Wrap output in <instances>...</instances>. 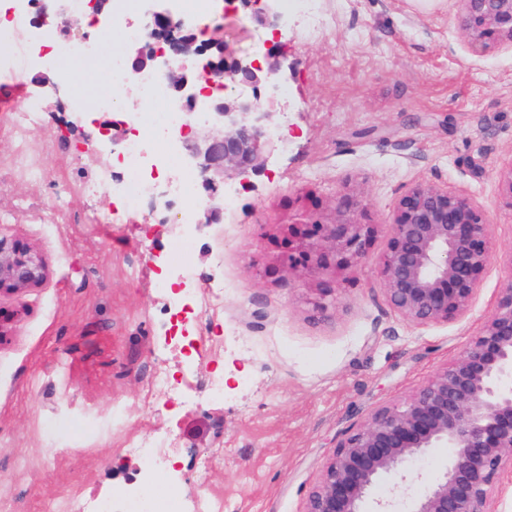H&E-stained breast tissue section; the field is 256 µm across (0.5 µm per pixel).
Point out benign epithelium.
Here are the masks:
<instances>
[{"label":"benign epithelium","mask_w":512,"mask_h":512,"mask_svg":"<svg viewBox=\"0 0 512 512\" xmlns=\"http://www.w3.org/2000/svg\"><path fill=\"white\" fill-rule=\"evenodd\" d=\"M71 0H31L32 24L40 31L74 29ZM461 29L484 49L512 46V0H456ZM254 17L265 26L281 21L280 0H254ZM156 37L181 27L167 9L149 11ZM173 55H199L187 36L172 39ZM202 63L210 80L228 79L224 95L207 101L201 137L182 139L181 151L215 194L225 182L264 169L266 151L274 148L275 112L258 97L229 87L276 88L280 62L274 49L252 55L227 53L215 38ZM133 72L160 67L151 45L130 50ZM178 97L196 100L195 79L185 67L167 68ZM304 255L326 264L332 252L341 262L364 257L370 225L343 218L306 224L301 232ZM492 224L484 208L463 192L417 183L402 195L388 224V241L380 257L385 296L391 308L414 326L447 325L464 318L480 290L491 256ZM46 264L25 247L0 239V294L37 286ZM431 448L448 449L442 474L426 484L408 512H495L493 505L508 471H512V278L499 288L495 306L465 350L438 370L404 401L379 405L353 424L336 442L303 512H391L390 501L373 496L382 479L397 486L408 479L406 465Z\"/></svg>","instance_id":"obj_1"}]
</instances>
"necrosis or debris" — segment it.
<instances>
[{"label": "necrosis or debris", "instance_id": "obj_1", "mask_svg": "<svg viewBox=\"0 0 512 512\" xmlns=\"http://www.w3.org/2000/svg\"><path fill=\"white\" fill-rule=\"evenodd\" d=\"M22 2L0 0L14 22L10 29H0L1 77H11L15 72L26 70L35 56L62 54L79 62L87 72L104 68L109 73L108 91L91 98L75 97L68 103V111H112L113 93L117 90L132 91L146 106L145 111L131 113L125 118L128 135L122 146L121 178H114L111 166H100L95 178L83 185V193L92 196L101 189H109L128 214L136 215L144 208L142 183L145 178L155 177L160 179L163 192L158 207L175 206L179 223H192L201 203L197 191L199 177L193 169L181 163L173 134L183 128L188 111H196L200 116L205 114L204 102H197L192 107L170 96L168 82L161 71L151 69L131 73L123 53L113 47L109 33H101L92 40L61 42L49 35L38 41L32 40ZM173 445L170 439L129 442L128 449L137 458L144 478L127 495V506L133 507L134 512H224L223 504L204 492L189 500L158 493V486L170 476Z\"/></svg>", "mask_w": 512, "mask_h": 512}]
</instances>
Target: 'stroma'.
I'll return each instance as SVG.
<instances>
[{
  "mask_svg": "<svg viewBox=\"0 0 512 512\" xmlns=\"http://www.w3.org/2000/svg\"><path fill=\"white\" fill-rule=\"evenodd\" d=\"M337 22L312 36L289 21L279 38L241 0L217 18L228 52L275 39L279 127L268 170L237 178L222 223L193 231L202 283L224 306L194 329L188 363L162 310L157 274L175 264L182 225L129 224L112 194L83 195L106 163L98 124L46 112L31 135L35 180L0 167V236L48 264L38 287L0 297V496L10 512H58L73 495H117L138 476L126 442L170 437L185 494L205 486L224 512H303L336 441L378 404L404 399L458 356L512 276V47L462 35L451 0H324ZM427 182L470 195L493 231L482 289L460 321L416 327L390 307L379 258L398 199ZM369 224L368 260L286 269L300 225L335 222L341 197ZM183 377L178 402L148 392L157 370ZM224 376V402L205 399ZM447 449L409 462L401 488L380 481L394 512L442 470Z\"/></svg>",
  "mask_w": 512,
  "mask_h": 512,
  "instance_id": "stroma-1",
  "label": "stroma"
}]
</instances>
